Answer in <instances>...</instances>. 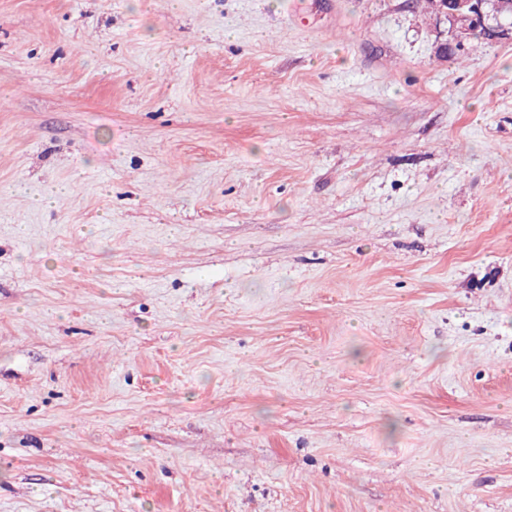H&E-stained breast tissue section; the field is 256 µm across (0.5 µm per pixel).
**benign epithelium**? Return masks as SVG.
I'll return each instance as SVG.
<instances>
[{
    "label": "benign epithelium",
    "instance_id": "benign-epithelium-1",
    "mask_svg": "<svg viewBox=\"0 0 512 512\" xmlns=\"http://www.w3.org/2000/svg\"><path fill=\"white\" fill-rule=\"evenodd\" d=\"M512 0H439L433 17L448 24V33L458 48L465 47L471 33L482 32L487 40L512 41Z\"/></svg>",
    "mask_w": 512,
    "mask_h": 512
}]
</instances>
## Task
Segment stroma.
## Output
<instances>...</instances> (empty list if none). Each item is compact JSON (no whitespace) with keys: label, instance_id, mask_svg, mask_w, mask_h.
I'll list each match as a JSON object with an SVG mask.
<instances>
[{"label":"stroma","instance_id":"obj_1","mask_svg":"<svg viewBox=\"0 0 512 512\" xmlns=\"http://www.w3.org/2000/svg\"><path fill=\"white\" fill-rule=\"evenodd\" d=\"M420 0H0V512H512V42Z\"/></svg>","mask_w":512,"mask_h":512}]
</instances>
